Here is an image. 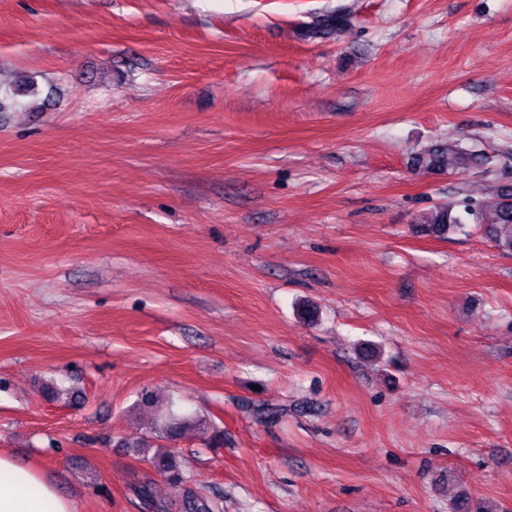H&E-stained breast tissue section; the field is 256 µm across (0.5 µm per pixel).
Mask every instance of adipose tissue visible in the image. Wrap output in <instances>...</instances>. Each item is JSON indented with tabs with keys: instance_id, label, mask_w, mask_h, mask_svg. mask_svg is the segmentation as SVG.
<instances>
[{
	"instance_id": "adipose-tissue-1",
	"label": "adipose tissue",
	"mask_w": 512,
	"mask_h": 512,
	"mask_svg": "<svg viewBox=\"0 0 512 512\" xmlns=\"http://www.w3.org/2000/svg\"><path fill=\"white\" fill-rule=\"evenodd\" d=\"M72 498L36 470L0 452V512H75Z\"/></svg>"
}]
</instances>
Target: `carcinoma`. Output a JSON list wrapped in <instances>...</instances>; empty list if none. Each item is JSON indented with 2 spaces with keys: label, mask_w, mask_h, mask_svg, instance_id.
Returning <instances> with one entry per match:
<instances>
[{
  "label": "carcinoma",
  "mask_w": 512,
  "mask_h": 512,
  "mask_svg": "<svg viewBox=\"0 0 512 512\" xmlns=\"http://www.w3.org/2000/svg\"><path fill=\"white\" fill-rule=\"evenodd\" d=\"M354 16L344 10H336L321 14L312 23L305 26L302 37L305 39H326L339 37L348 33L353 27ZM475 154L461 148L457 144L438 145L417 158V163L430 170H446L448 168H469L476 163ZM491 216L488 219L487 231L498 249L512 254V187L502 186L497 194ZM453 202L440 203L425 213L420 219L424 232L436 237L448 234L451 227L463 223V218L455 212ZM43 394L50 401L68 402L74 400V392L54 383L43 388ZM185 417L169 412V417L160 439H171L179 435L185 427ZM151 464L163 476L165 482L179 489L178 498L171 500L166 497L159 486L151 479H145L134 486L147 512H223L221 496L210 492L186 471L178 454L158 446L157 452L151 457Z\"/></svg>",
  "instance_id": "carcinoma-1"
}]
</instances>
